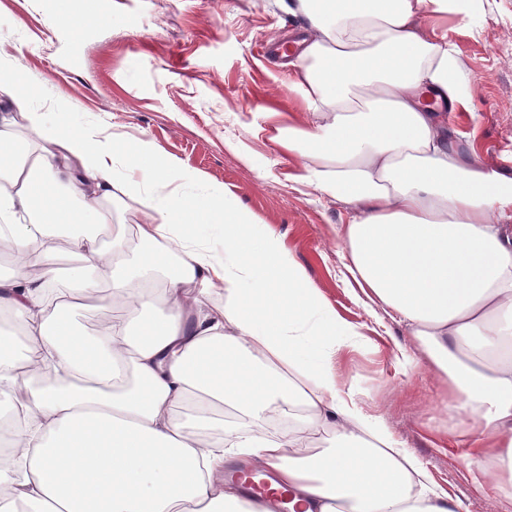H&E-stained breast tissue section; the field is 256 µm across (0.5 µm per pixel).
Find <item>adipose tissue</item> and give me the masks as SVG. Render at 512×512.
<instances>
[{
    "mask_svg": "<svg viewBox=\"0 0 512 512\" xmlns=\"http://www.w3.org/2000/svg\"><path fill=\"white\" fill-rule=\"evenodd\" d=\"M476 2L294 0L315 36L291 88L329 119L278 139L306 157L305 182L360 206L342 235L347 270L424 346L466 417L470 465L501 489L512 237L485 216L512 210V178L452 158L433 105L455 108L467 89L446 39L413 30L428 11L476 21ZM29 102L19 68L0 66V250L17 267L0 279V311L18 327L0 331V410L15 418L0 512H255L227 476L236 462L275 473L306 512H458L343 390L333 359L359 336L275 233L222 189H173L181 173L156 143L49 125ZM18 112L37 144L13 136ZM134 194L137 223H115L114 203ZM211 225L223 249L205 239ZM62 237L79 260L64 289ZM217 289L222 303L208 304ZM102 291L120 312L83 335L74 313ZM323 431L328 446L310 448Z\"/></svg>",
    "mask_w": 512,
    "mask_h": 512,
    "instance_id": "1",
    "label": "adipose tissue"
}]
</instances>
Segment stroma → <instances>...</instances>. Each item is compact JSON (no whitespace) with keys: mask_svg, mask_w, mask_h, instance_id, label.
<instances>
[{"mask_svg":"<svg viewBox=\"0 0 512 512\" xmlns=\"http://www.w3.org/2000/svg\"><path fill=\"white\" fill-rule=\"evenodd\" d=\"M290 2L0 0V59L19 66L47 122L122 144L152 140L279 234L337 318L363 338L335 361L363 411L384 421L461 512H512V491L476 490L443 377L349 275L340 232L353 206L301 181L305 157L274 139L279 126L326 120L290 89L283 59L259 52L283 32L304 33L308 21ZM478 10L475 23L426 14L416 30L447 35L467 87L466 104L442 115L455 157L512 176V0H479ZM401 348L415 369L400 364Z\"/></svg>","mask_w":512,"mask_h":512,"instance_id":"obj_1","label":"stroma"}]
</instances>
